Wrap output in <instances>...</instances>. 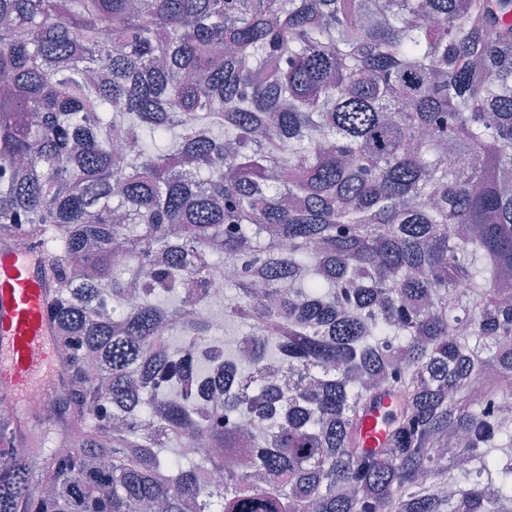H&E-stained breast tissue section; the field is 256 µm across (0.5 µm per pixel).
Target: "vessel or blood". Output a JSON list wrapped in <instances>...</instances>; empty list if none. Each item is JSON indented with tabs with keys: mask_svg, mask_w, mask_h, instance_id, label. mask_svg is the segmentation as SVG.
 I'll use <instances>...</instances> for the list:
<instances>
[{
	"mask_svg": "<svg viewBox=\"0 0 512 512\" xmlns=\"http://www.w3.org/2000/svg\"><path fill=\"white\" fill-rule=\"evenodd\" d=\"M46 272L41 251L0 255V391L14 399L38 396L37 372L56 364ZM396 410L394 400L387 397L364 417V447L381 446Z\"/></svg>",
	"mask_w": 512,
	"mask_h": 512,
	"instance_id": "obj_1",
	"label": "vessel or blood"
}]
</instances>
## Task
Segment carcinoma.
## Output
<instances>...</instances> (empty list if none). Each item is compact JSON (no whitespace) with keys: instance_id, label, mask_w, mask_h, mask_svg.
Listing matches in <instances>:
<instances>
[{"instance_id":"obj_1","label":"carcinoma","mask_w":512,"mask_h":512,"mask_svg":"<svg viewBox=\"0 0 512 512\" xmlns=\"http://www.w3.org/2000/svg\"><path fill=\"white\" fill-rule=\"evenodd\" d=\"M510 15L0 0V249L64 386L52 448L0 413V512H512ZM397 405L391 397H385L379 407L373 409L362 421L361 437L364 448H379L387 437L392 416Z\"/></svg>"}]
</instances>
